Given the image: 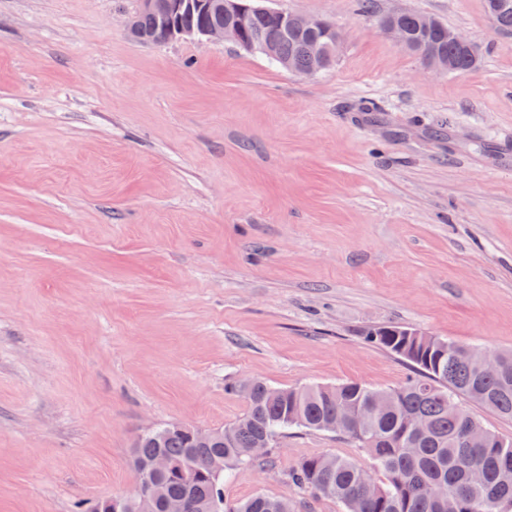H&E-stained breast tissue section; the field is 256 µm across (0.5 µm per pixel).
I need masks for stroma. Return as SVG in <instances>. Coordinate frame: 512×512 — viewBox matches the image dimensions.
I'll use <instances>...</instances> for the list:
<instances>
[{
    "label": "stroma",
    "mask_w": 512,
    "mask_h": 512,
    "mask_svg": "<svg viewBox=\"0 0 512 512\" xmlns=\"http://www.w3.org/2000/svg\"><path fill=\"white\" fill-rule=\"evenodd\" d=\"M461 31L428 71L355 0H261L334 23L311 76L222 41L133 40L139 0H0V512L131 494L138 435L216 429L231 383L393 389L397 323L512 350V32L484 0H377ZM370 456L296 431L224 494L343 512L278 476Z\"/></svg>",
    "instance_id": "1"
}]
</instances>
